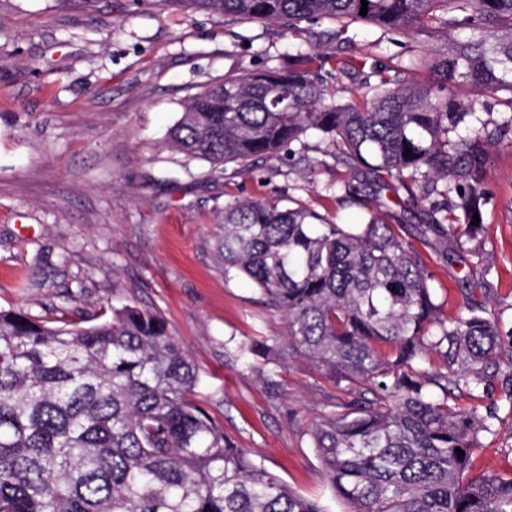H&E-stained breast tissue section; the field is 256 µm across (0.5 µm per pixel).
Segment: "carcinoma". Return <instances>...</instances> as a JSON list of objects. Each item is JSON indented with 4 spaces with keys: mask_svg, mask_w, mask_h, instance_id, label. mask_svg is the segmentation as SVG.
<instances>
[{
    "mask_svg": "<svg viewBox=\"0 0 512 512\" xmlns=\"http://www.w3.org/2000/svg\"><path fill=\"white\" fill-rule=\"evenodd\" d=\"M250 21L329 19L385 32L455 33L421 64L356 74L368 92L336 99L320 54L230 74L193 95L169 140L190 158L244 168L319 136L349 172L340 188L377 204L337 224L293 199L224 206V272L288 322L286 348L348 400L309 430L349 512H512V470L476 468L500 406L459 403L485 389L512 326L471 299L444 313L411 237L449 234L452 264L480 253L491 147L512 142V0H160ZM465 87L490 112L454 98ZM411 152H406V149ZM425 205L402 223L387 194ZM478 224H472L473 215ZM263 365L282 349L245 348ZM198 377L155 310L125 304L87 325L51 326L0 309V512H327L255 462L189 397ZM464 455H459L456 449Z\"/></svg>",
    "mask_w": 512,
    "mask_h": 512,
    "instance_id": "1",
    "label": "carcinoma"
}]
</instances>
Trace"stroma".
Here are the masks:
<instances>
[{
  "label": "stroma",
  "mask_w": 512,
  "mask_h": 512,
  "mask_svg": "<svg viewBox=\"0 0 512 512\" xmlns=\"http://www.w3.org/2000/svg\"><path fill=\"white\" fill-rule=\"evenodd\" d=\"M331 21L226 20L154 0H0V308L54 323L123 304L157 310L187 352L192 399L252 458L327 512L345 504L323 478L307 435L340 393L311 361L279 360L277 387L238 353L282 343L285 316L248 280L224 272L225 204L292 197L339 224L365 213L346 201L327 142L249 168L191 159L168 144L184 102L224 75L283 67L302 50L353 66H404L441 37L394 36L355 23L325 44ZM482 260L451 265L435 240L414 245L448 311L466 288L512 316V145L492 150ZM489 473L512 469V422L477 454Z\"/></svg>",
  "instance_id": "35a3bbf8"
}]
</instances>
